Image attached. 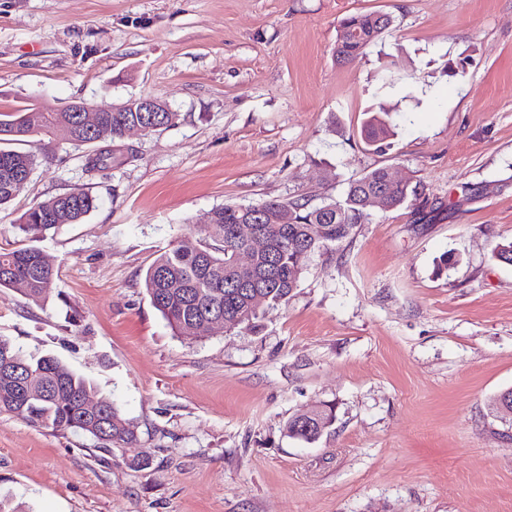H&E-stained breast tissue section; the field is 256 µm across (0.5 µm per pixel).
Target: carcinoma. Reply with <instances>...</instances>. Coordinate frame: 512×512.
<instances>
[{
    "mask_svg": "<svg viewBox=\"0 0 512 512\" xmlns=\"http://www.w3.org/2000/svg\"><path fill=\"white\" fill-rule=\"evenodd\" d=\"M394 19L383 12H359L345 17L340 27L347 30L343 41L336 42V58L353 61L363 53L368 42L359 32L369 28L377 41L393 26ZM144 119L140 112H105L100 126L88 132L77 112L0 113V142H25L34 136H47L59 126L72 129L73 146L95 140L113 141L124 128ZM362 134L369 145H376L392 135L389 122L371 113L362 123ZM36 163L26 151L0 148V207L13 201L27 184ZM410 184L387 178V168L378 167L348 181L344 195L326 199L312 206L301 199L288 202L271 200L260 204H226L212 211L208 235H182L161 253L144 276V288L151 303L183 337H195L197 324L220 311L227 325L236 328L251 325L257 312L249 309L248 296L237 294L242 283L254 282L261 287L270 306L288 301L299 287L302 271L311 256L327 251L349 239L357 224L367 216L364 201L373 194L383 196L385 209L403 205ZM96 207V199L87 193H62L28 209L19 230L25 238L37 239L66 224H79ZM251 222L270 240L276 262L269 272L266 258L259 257L250 273H241L233 261L234 251L243 241L232 236L235 226ZM26 283L24 295L41 301L53 288L54 270L44 266L41 251L28 244L0 251V288L14 282ZM248 311L244 322L235 320L240 310ZM13 364L17 377L0 375V412L14 413L55 431L83 435L99 448L110 450L137 438L135 426L123 418L111 400L97 398L103 414L83 408L94 397L92 387L71 371L60 359L45 354L26 355L11 341L0 337V367Z\"/></svg>",
    "mask_w": 512,
    "mask_h": 512,
    "instance_id": "1",
    "label": "carcinoma"
}]
</instances>
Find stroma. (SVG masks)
<instances>
[{"mask_svg":"<svg viewBox=\"0 0 512 512\" xmlns=\"http://www.w3.org/2000/svg\"><path fill=\"white\" fill-rule=\"evenodd\" d=\"M391 34L334 53L346 15ZM456 72H449V62ZM156 97L178 124L99 144L34 137L21 215L85 192L97 208L38 246L40 302L0 288V336L58 357L112 400L136 442L104 450L0 413L7 512H512V435L489 407L512 388V0H0V112ZM385 110L383 150L361 136ZM387 167L416 196L370 209L315 254L257 327L179 336L148 267L212 209L340 197ZM335 419L313 443L291 417ZM374 21H373V19ZM373 21V24H372ZM394 19L390 14L383 12H359L345 17L340 28L347 30L346 38L340 42V28L336 39V58L342 62L353 61L363 54V50L381 38L393 26ZM375 32L374 37L366 42L359 39V32L365 28Z\"/></svg>","mask_w":512,"mask_h":512,"instance_id":"stroma-1","label":"stroma"}]
</instances>
